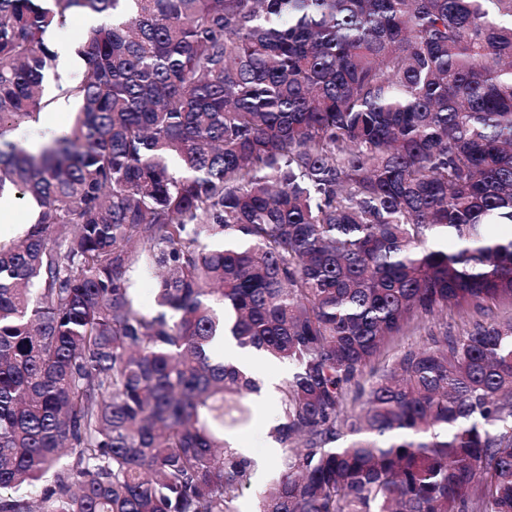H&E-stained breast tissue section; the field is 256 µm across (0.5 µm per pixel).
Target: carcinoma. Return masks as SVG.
Returning a JSON list of instances; mask_svg holds the SVG:
<instances>
[{"label": "carcinoma", "instance_id": "1", "mask_svg": "<svg viewBox=\"0 0 512 512\" xmlns=\"http://www.w3.org/2000/svg\"><path fill=\"white\" fill-rule=\"evenodd\" d=\"M6 191L0 512H237L227 332L294 367L258 512H512V316L438 320L512 305V0H0ZM82 17L83 16H74L70 18L66 25L59 29L53 37V43H55V50L57 52L59 62L64 67L79 64L81 60L76 56L74 47L70 43L60 42L56 44V42L61 39L74 41L75 33L84 29V26L79 23V19ZM61 99L55 100L52 106L45 112L51 119V124L58 126L63 132H67L75 112V104L66 100L64 105H60ZM34 207L31 203L17 199V208L15 210L14 196L11 194H3L0 196V218L10 217L11 219H3L0 221V241L8 242L21 237L26 229L29 220V209ZM134 288L136 291L137 302L145 313H155L154 303V280L152 275L136 271L133 274Z\"/></svg>", "mask_w": 512, "mask_h": 512}]
</instances>
